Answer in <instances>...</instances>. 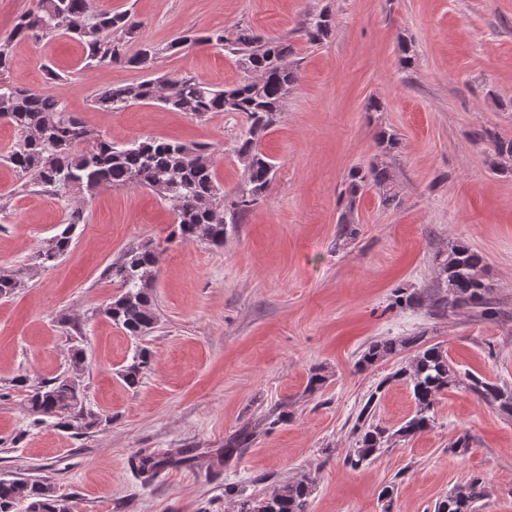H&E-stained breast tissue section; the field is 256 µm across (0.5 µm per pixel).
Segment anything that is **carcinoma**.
Segmentation results:
<instances>
[{"mask_svg": "<svg viewBox=\"0 0 512 512\" xmlns=\"http://www.w3.org/2000/svg\"><path fill=\"white\" fill-rule=\"evenodd\" d=\"M332 30L330 15L320 12L308 17L300 31L309 43H320ZM66 35L86 48L88 67L120 64L137 70L154 67L159 50L143 40L141 23L131 15L110 9H95L92 0H36L35 7L18 16L12 32L0 39V118L8 120L19 139L8 162L24 178L45 191L78 204L67 213L64 227L38 254L40 265L49 267L71 248L74 229L85 223V204L100 189L137 184L153 191L170 204L175 215L171 237L181 242H204L220 247L228 228L242 222L250 208L262 199L273 179L275 164L260 149L267 129L283 112L288 90L296 81V71L288 65L291 46L281 38H262L242 28L235 36L223 29L187 33L176 37L170 47H223L236 57L246 77L233 87L218 88L193 76H159L99 90L93 98L101 112H120L135 103L160 104L192 116L212 112H238L247 116V128L235 145L243 162V181L231 199L219 185L211 157L205 146L148 138L116 146L99 131L89 127L77 114L68 111L63 98L40 89L21 88L6 80L14 62L13 43ZM138 49L130 52V47ZM495 161L501 172L512 171V140L493 141ZM392 174L383 161L350 172L344 191L346 203L339 217L342 236L356 237L353 217L357 197L367 186L382 190V203L396 204L391 191ZM156 251L148 245L131 248L106 269V277L118 291L98 313L134 338L148 335L158 323L153 296ZM24 279L0 275V297H9L23 287ZM433 293L423 295L397 288L392 305L407 309L428 303L436 315L465 310L473 316L497 312L493 287L485 277L483 257L464 244H454L435 256ZM408 354L407 365L394 376L411 388L415 410L398 428L383 427L374 420L375 388L360 406L353 427L355 446L346 455V464L358 467L383 448L428 430L434 424V404L438 395L466 379V387L480 401L512 416V385L469 374L460 377L440 344H427L423 335L392 336L373 340L360 352L356 366L367 369L379 362ZM86 362L84 348L73 346L70 372L37 384L24 376L16 385L25 388L28 413L39 424L54 420L59 430L81 437L96 428L102 418L86 407L80 384ZM151 353L137 349L120 376L136 387L150 368ZM256 428L246 424L224 441V457L231 459L249 447ZM171 460L164 455L133 458L132 465L146 483L156 479ZM314 480H288L270 485L256 495H239L237 512H309ZM484 496L478 477L456 485L435 504L434 512H477ZM25 512H71L68 501L56 495L46 480H0V512H15L19 503Z\"/></svg>", "mask_w": 512, "mask_h": 512, "instance_id": "obj_1", "label": "carcinoma"}]
</instances>
